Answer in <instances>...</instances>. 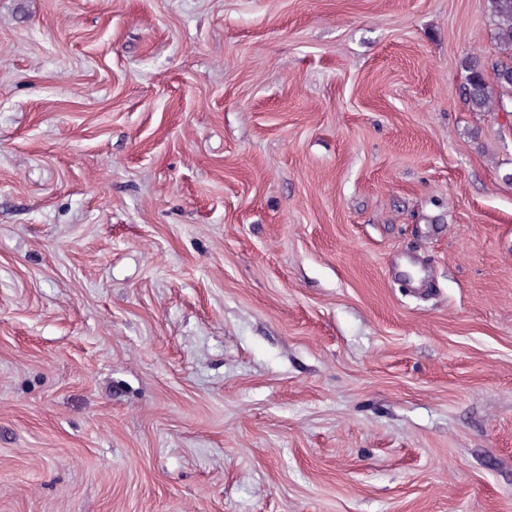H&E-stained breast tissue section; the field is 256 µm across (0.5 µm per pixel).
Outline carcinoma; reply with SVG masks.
<instances>
[{
    "label": "carcinoma",
    "mask_w": 512,
    "mask_h": 512,
    "mask_svg": "<svg viewBox=\"0 0 512 512\" xmlns=\"http://www.w3.org/2000/svg\"><path fill=\"white\" fill-rule=\"evenodd\" d=\"M501 57L491 64L494 82L485 75L480 61L464 57L461 61L466 72L462 96L474 112H512V0H489Z\"/></svg>",
    "instance_id": "cac0c4a2"
}]
</instances>
